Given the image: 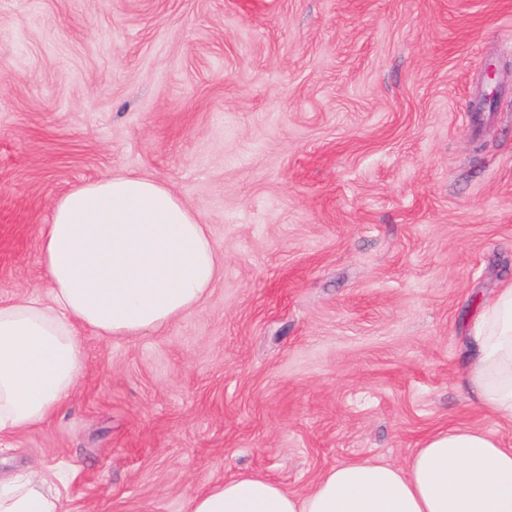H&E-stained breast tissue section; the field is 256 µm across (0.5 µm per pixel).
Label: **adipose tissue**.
<instances>
[{
    "mask_svg": "<svg viewBox=\"0 0 512 512\" xmlns=\"http://www.w3.org/2000/svg\"><path fill=\"white\" fill-rule=\"evenodd\" d=\"M48 299L0 302V436L51 419L84 371L77 334L158 333L198 306L221 271L198 211L154 179L109 175L61 198L41 232ZM469 333L466 384L487 411L512 419V286ZM0 512H65L43 473L0 478ZM187 512H512V447L472 428L430 435L405 465L371 459L322 473L304 494L242 474L192 497Z\"/></svg>",
    "mask_w": 512,
    "mask_h": 512,
    "instance_id": "ef3b65f1",
    "label": "adipose tissue"
}]
</instances>
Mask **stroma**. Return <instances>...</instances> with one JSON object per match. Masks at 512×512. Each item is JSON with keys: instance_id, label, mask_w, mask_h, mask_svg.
<instances>
[{"instance_id": "obj_1", "label": "stroma", "mask_w": 512, "mask_h": 512, "mask_svg": "<svg viewBox=\"0 0 512 512\" xmlns=\"http://www.w3.org/2000/svg\"><path fill=\"white\" fill-rule=\"evenodd\" d=\"M117 173L197 210L221 273L162 332L80 329L76 393L1 473L67 512H187L455 425L512 444L463 385L512 284V0H0L1 301L47 296L55 203Z\"/></svg>"}]
</instances>
